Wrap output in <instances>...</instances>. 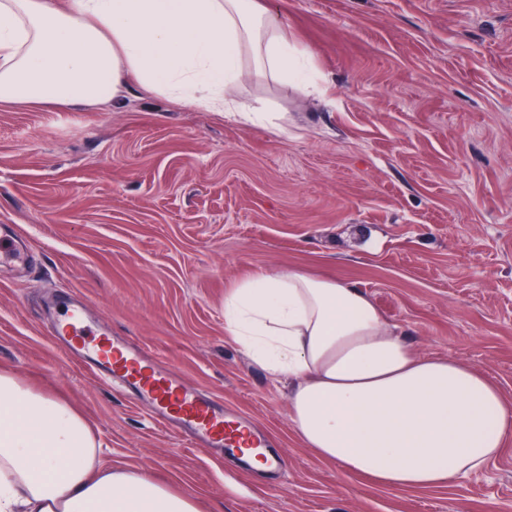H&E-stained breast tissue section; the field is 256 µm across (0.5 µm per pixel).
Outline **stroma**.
<instances>
[{
    "instance_id": "1",
    "label": "stroma",
    "mask_w": 512,
    "mask_h": 512,
    "mask_svg": "<svg viewBox=\"0 0 512 512\" xmlns=\"http://www.w3.org/2000/svg\"><path fill=\"white\" fill-rule=\"evenodd\" d=\"M319 90L253 72L245 125L130 85L109 105H0V367L68 399L102 460L146 469L204 512H512V441L447 486L376 485L319 459L290 384L224 334L259 273L360 288L423 356L483 371L512 401V0H261ZM97 323L257 427L283 472L193 448L49 329L72 293Z\"/></svg>"
}]
</instances>
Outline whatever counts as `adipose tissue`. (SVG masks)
Masks as SVG:
<instances>
[{"label": "adipose tissue", "instance_id": "ef3b65f1", "mask_svg": "<svg viewBox=\"0 0 512 512\" xmlns=\"http://www.w3.org/2000/svg\"><path fill=\"white\" fill-rule=\"evenodd\" d=\"M307 90L279 12L256 0H0V104L106 103L130 83L211 112L239 55ZM224 330L292 381L307 448L348 474L430 489L481 470L512 437V402L480 370L416 354L355 285L300 271L252 276ZM0 512H201L141 469L104 466L68 402L0 369Z\"/></svg>", "mask_w": 512, "mask_h": 512}]
</instances>
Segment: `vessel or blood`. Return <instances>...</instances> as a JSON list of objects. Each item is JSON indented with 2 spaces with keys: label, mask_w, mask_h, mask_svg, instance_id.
<instances>
[{
  "label": "vessel or blood",
  "mask_w": 512,
  "mask_h": 512,
  "mask_svg": "<svg viewBox=\"0 0 512 512\" xmlns=\"http://www.w3.org/2000/svg\"><path fill=\"white\" fill-rule=\"evenodd\" d=\"M51 336L56 344L90 359L99 377L120 379L137 400L150 406L155 419L174 425L190 443L225 447L237 453L264 447L262 437L225 410L223 403L186 383L175 372L160 368L147 351L95 324L84 306H68Z\"/></svg>",
  "instance_id": "b4317fda"
}]
</instances>
